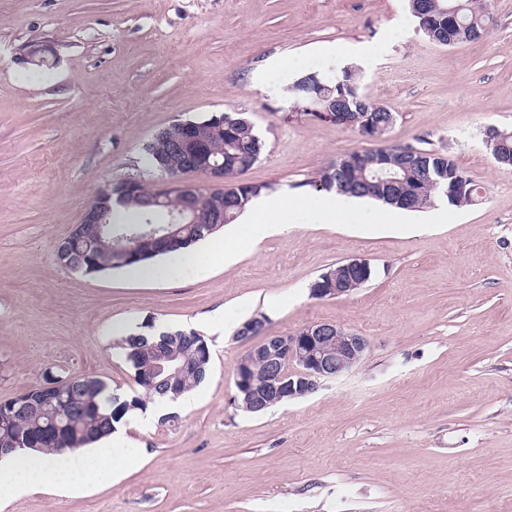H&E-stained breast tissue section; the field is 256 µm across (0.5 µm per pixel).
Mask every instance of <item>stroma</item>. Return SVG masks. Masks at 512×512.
Instances as JSON below:
<instances>
[{
	"instance_id": "obj_1",
	"label": "stroma",
	"mask_w": 512,
	"mask_h": 512,
	"mask_svg": "<svg viewBox=\"0 0 512 512\" xmlns=\"http://www.w3.org/2000/svg\"><path fill=\"white\" fill-rule=\"evenodd\" d=\"M488 12L480 41L446 47L407 0H0V400L49 370L133 394L120 324L192 329L212 353L182 405L124 420L140 467L0 512H512V170L482 142L488 125L512 130V0ZM350 66L397 114L386 145L447 153L481 184L476 204L413 233L370 210L360 224L291 212L202 278L57 264L95 195L139 174L144 144L180 121L246 113L266 147L244 181L316 195L322 166L371 143L304 112L293 85ZM349 259L371 279L313 297ZM256 316L269 334L337 323L370 347L316 392L251 414L233 403L252 346L236 331Z\"/></svg>"
}]
</instances>
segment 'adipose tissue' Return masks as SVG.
I'll use <instances>...</instances> for the list:
<instances>
[{
	"label": "adipose tissue",
	"instance_id": "ef3b65f1",
	"mask_svg": "<svg viewBox=\"0 0 512 512\" xmlns=\"http://www.w3.org/2000/svg\"><path fill=\"white\" fill-rule=\"evenodd\" d=\"M311 211L322 224L353 221L363 213L360 200L334 192L301 198L288 195H260L253 198L239 216L238 223L225 227L222 236L207 237L203 246H190L173 252L161 263H140L127 267L129 279L173 280L199 276L207 269L228 266L252 251L256 240L251 233L260 226L276 231L286 214ZM138 460L115 447L113 436H106L88 450L74 453L44 454L33 450L0 457V495L19 497L42 489L66 491L111 482L118 470L134 468Z\"/></svg>",
	"mask_w": 512,
	"mask_h": 512
}]
</instances>
